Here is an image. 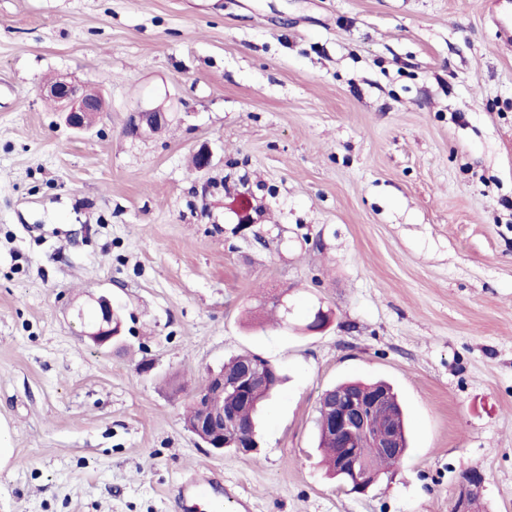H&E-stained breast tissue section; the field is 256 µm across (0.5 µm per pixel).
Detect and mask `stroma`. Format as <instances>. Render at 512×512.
Returning <instances> with one entry per match:
<instances>
[{
    "label": "stroma",
    "instance_id": "1",
    "mask_svg": "<svg viewBox=\"0 0 512 512\" xmlns=\"http://www.w3.org/2000/svg\"><path fill=\"white\" fill-rule=\"evenodd\" d=\"M488 2L0 0V512H175L202 473L224 512H451L472 467L481 512H512V43ZM60 75L103 94L91 130L43 98ZM102 293L100 348L77 312ZM276 296L284 325L251 319ZM246 351L285 381L260 453L215 454L184 407ZM348 378L407 414L362 495L317 450ZM166 110L163 107H155L148 110L134 112L130 118V124L137 131L157 127L163 120H166ZM94 311L97 316L91 325H87V336L96 346L102 347L119 339L120 315L112 300L105 295L94 299Z\"/></svg>",
    "mask_w": 512,
    "mask_h": 512
}]
</instances>
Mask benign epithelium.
Returning a JSON list of instances; mask_svg holds the SVG:
<instances>
[{"mask_svg":"<svg viewBox=\"0 0 512 512\" xmlns=\"http://www.w3.org/2000/svg\"><path fill=\"white\" fill-rule=\"evenodd\" d=\"M42 92L58 104L67 125L76 130L90 127L96 115L103 111L100 96L85 92L82 85L67 77L42 87ZM165 119V110L159 106L133 113L130 124L141 131L156 127ZM94 311L96 319L87 326L85 336L99 347L118 340L120 315L112 300L105 295L95 298ZM271 371V365L260 360L234 374H226L222 369L210 371L208 384L189 396L196 412L195 427L191 433L215 453L232 450L239 455H250L257 452L259 444L254 438L243 443L238 440L232 429L234 413L224 412V399L248 403L251 389L264 384ZM390 402L387 390L375 387L331 391L322 398L325 412L322 426L339 443L337 474L350 478V482L342 485L343 490L350 494H363L370 487L363 477L366 461L352 448L355 440L367 438L388 456L396 457L403 453L402 435L395 422L387 420L381 423L375 419L377 411ZM483 482L484 474L480 470L464 472L455 495L453 512H471Z\"/></svg>","mask_w":512,"mask_h":512,"instance_id":"obj_1","label":"benign epithelium"}]
</instances>
